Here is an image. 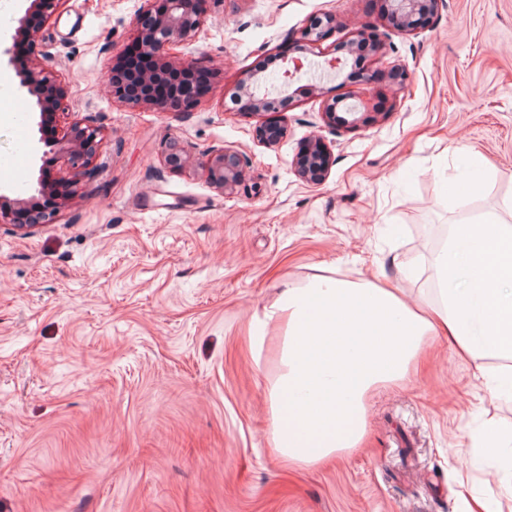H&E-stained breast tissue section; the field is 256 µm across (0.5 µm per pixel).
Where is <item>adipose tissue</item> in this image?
<instances>
[{"label": "adipose tissue", "instance_id": "ef3b65f1", "mask_svg": "<svg viewBox=\"0 0 512 512\" xmlns=\"http://www.w3.org/2000/svg\"><path fill=\"white\" fill-rule=\"evenodd\" d=\"M451 225L433 259L438 287L409 304L399 288L321 276L284 288L253 319L280 330L279 366L267 394L275 451L310 467L358 448L366 397L403 379L424 346L445 336L475 359L512 356V200Z\"/></svg>", "mask_w": 512, "mask_h": 512}]
</instances>
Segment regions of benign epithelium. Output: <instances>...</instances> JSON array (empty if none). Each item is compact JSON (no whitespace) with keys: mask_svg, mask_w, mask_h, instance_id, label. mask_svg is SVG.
<instances>
[{"mask_svg":"<svg viewBox=\"0 0 512 512\" xmlns=\"http://www.w3.org/2000/svg\"><path fill=\"white\" fill-rule=\"evenodd\" d=\"M60 0H30L24 14L16 19L17 30L23 36L35 39L38 28L31 25L34 15L40 17L50 16ZM207 0H144L143 10L133 40L139 42L143 49L155 61L153 70L143 73H129L123 79H118L117 66L111 68L113 86H122L117 91L118 97L125 103L133 106L145 105L160 112L178 107H190L199 102V98L182 99L178 102L158 98L154 91V82L160 80L166 70L173 65L168 56V47L174 44H188L195 40L203 24L205 4ZM392 13L389 20L393 28L408 31L411 27L412 16L424 4V0H390ZM324 37L322 23L316 21L304 29L301 42L307 45L306 51L313 53ZM19 87L26 91L31 98L33 110L39 115L55 110L60 106L66 91L63 85L53 76L44 71L35 63L24 69L16 71ZM262 80L252 76V83L243 87V94L247 97L246 110L251 113H261L276 108L281 97L260 93ZM326 122L330 125L341 122L347 127H355L367 120L364 112H349L345 117H338L335 107H327ZM97 132L88 125L74 124L69 133L61 139L48 141L39 137L38 142L54 153H64L69 156L72 165L84 168V174L91 175L86 170L89 160L95 151ZM301 157L309 161H300L297 172L300 177L313 182L321 181L328 172L329 154L325 146L314 140L302 150ZM190 162L189 155L183 150H173L167 154L165 165L178 173L184 170ZM203 170L210 183L224 191H232L242 182L245 175L244 161L235 151L221 148L210 152L209 158L202 163ZM70 182V178L60 170L39 169L36 192L43 194L52 190L57 183ZM19 211H29L35 214V220L29 224H20L18 228H33L38 224L51 223L53 216L37 213L36 197L16 199L6 203L0 197V224L15 223V214Z\"/></svg>","mask_w":512,"mask_h":512,"instance_id":"obj_1","label":"benign epithelium"}]
</instances>
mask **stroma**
<instances>
[{
    "mask_svg": "<svg viewBox=\"0 0 512 512\" xmlns=\"http://www.w3.org/2000/svg\"><path fill=\"white\" fill-rule=\"evenodd\" d=\"M382 0H221L171 57L211 75L189 112L133 107L109 69L131 41L143 0H63L27 57L65 86L58 135L97 129L90 175L52 223L0 224V512H512L492 457L476 452L488 420L512 436V397L447 339L429 342L401 381L368 399L361 448L315 467L276 456L267 389L281 333L256 343V313L283 286L318 275L390 284L419 300L452 222L512 197V0H439L414 33L389 26ZM15 0L0 15V195L32 189L44 152L37 114L4 61ZM336 21L319 48L342 55L377 34L352 78L300 89L281 112L246 114L231 92L278 72L303 30ZM380 72L369 82L365 73ZM370 119L330 125L323 112ZM287 134L265 143L259 126ZM311 139L330 153L326 180L295 172ZM191 158L170 172L173 147ZM239 153L245 180L212 187L216 148ZM416 269L403 279L400 264Z\"/></svg>",
    "mask_w": 512,
    "mask_h": 512,
    "instance_id": "1",
    "label": "stroma"
}]
</instances>
